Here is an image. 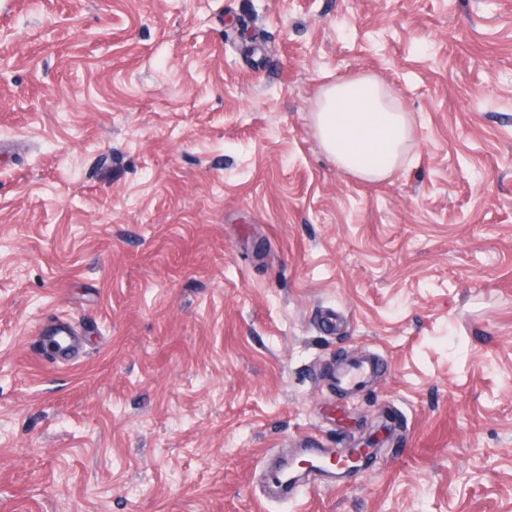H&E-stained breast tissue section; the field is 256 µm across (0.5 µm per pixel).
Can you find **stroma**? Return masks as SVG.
Listing matches in <instances>:
<instances>
[{
  "label": "stroma",
  "instance_id": "stroma-1",
  "mask_svg": "<svg viewBox=\"0 0 512 512\" xmlns=\"http://www.w3.org/2000/svg\"><path fill=\"white\" fill-rule=\"evenodd\" d=\"M361 75L383 182L314 128ZM0 512H512V0H0ZM313 119L322 147L336 166L364 182L395 174L411 134L407 113L384 87L366 76L326 87ZM377 365L372 361H363L356 366L346 367L337 375L338 387L345 391H356L367 382Z\"/></svg>",
  "mask_w": 512,
  "mask_h": 512
}]
</instances>
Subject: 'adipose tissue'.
I'll list each match as a JSON object with an SVG mask.
<instances>
[{
    "instance_id": "adipose-tissue-1",
    "label": "adipose tissue",
    "mask_w": 512,
    "mask_h": 512,
    "mask_svg": "<svg viewBox=\"0 0 512 512\" xmlns=\"http://www.w3.org/2000/svg\"><path fill=\"white\" fill-rule=\"evenodd\" d=\"M313 119L320 142L337 167L364 182L395 174L411 134L407 113L384 87L366 76L326 87Z\"/></svg>"
}]
</instances>
